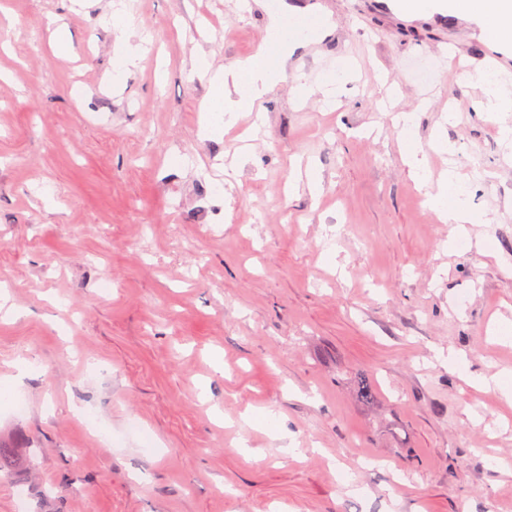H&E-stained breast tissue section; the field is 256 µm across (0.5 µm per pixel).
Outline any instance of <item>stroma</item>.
<instances>
[{
  "mask_svg": "<svg viewBox=\"0 0 512 512\" xmlns=\"http://www.w3.org/2000/svg\"><path fill=\"white\" fill-rule=\"evenodd\" d=\"M289 5L329 34L257 138L201 137L194 58L250 56ZM118 8L152 42L116 82ZM486 66L512 93L480 20L377 0H0V439L26 449L0 512H512V407L474 382L512 386V112H478ZM336 68L334 104L293 100L294 73ZM411 110L453 146L431 174L455 166L487 217L465 235L409 174ZM295 161L317 190L289 187Z\"/></svg>",
  "mask_w": 512,
  "mask_h": 512,
  "instance_id": "obj_1",
  "label": "stroma"
}]
</instances>
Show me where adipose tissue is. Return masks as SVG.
Listing matches in <instances>:
<instances>
[{"label":"adipose tissue","mask_w":512,"mask_h":512,"mask_svg":"<svg viewBox=\"0 0 512 512\" xmlns=\"http://www.w3.org/2000/svg\"><path fill=\"white\" fill-rule=\"evenodd\" d=\"M449 6L460 13L475 14L484 20L488 41H512V0H450ZM118 36L112 50V70L122 77L145 58L143 44H132L138 36L135 19L128 14L115 13L109 19ZM302 30L290 31L280 42L262 39L256 53L227 66H214L208 55H198L193 66L210 86V95L200 104V131L210 139H220L224 129L233 125L240 113L252 111L285 73L294 51L305 46ZM461 180L455 170L440 175L427 202L451 224H478L482 217L472 210L467 200L457 198L454 189Z\"/></svg>","instance_id":"ef3b65f1"}]
</instances>
